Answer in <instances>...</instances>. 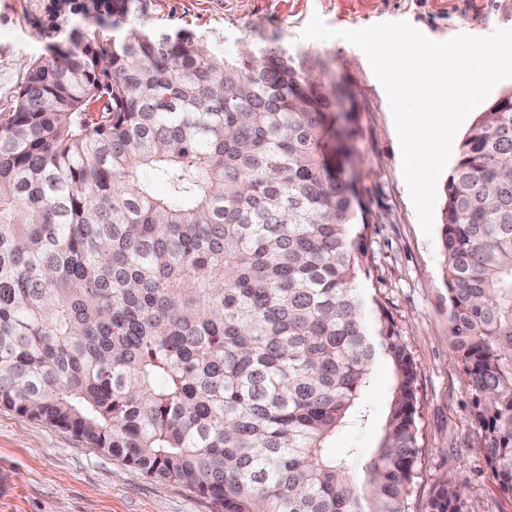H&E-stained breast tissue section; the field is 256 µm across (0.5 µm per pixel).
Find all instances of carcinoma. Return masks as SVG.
<instances>
[{
    "instance_id": "carcinoma-1",
    "label": "carcinoma",
    "mask_w": 512,
    "mask_h": 512,
    "mask_svg": "<svg viewBox=\"0 0 512 512\" xmlns=\"http://www.w3.org/2000/svg\"><path fill=\"white\" fill-rule=\"evenodd\" d=\"M100 37L32 63L0 118V407L216 512H410L416 370L363 284L353 93L274 47ZM440 226L449 335L512 494V88L460 141ZM381 363L377 447L329 452ZM422 512L479 510L448 482Z\"/></svg>"
}]
</instances>
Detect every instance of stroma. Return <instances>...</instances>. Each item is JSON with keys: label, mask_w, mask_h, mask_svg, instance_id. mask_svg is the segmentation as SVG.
<instances>
[{"label": "stroma", "mask_w": 512, "mask_h": 512, "mask_svg": "<svg viewBox=\"0 0 512 512\" xmlns=\"http://www.w3.org/2000/svg\"><path fill=\"white\" fill-rule=\"evenodd\" d=\"M334 29L406 21L436 41L512 29V0H134L128 16L163 40L180 33L221 52L244 44L278 47L322 60L359 104L360 134L351 171L368 212L365 232L373 294L390 313L417 368L415 392L422 451L411 487L412 512L438 485L462 483L480 512H512L487 464L471 414L466 377L448 332V288L439 234L425 236L402 175V157L387 95L369 61L342 39L304 40L313 15ZM112 4L87 12L56 0H0V117L16 105L29 66L68 43L75 28H112ZM391 389L386 367L374 370L364 401L370 417L341 428L336 450H372ZM0 512H215L193 490L147 477L53 426L0 407Z\"/></svg>", "instance_id": "35a3bbf8"}]
</instances>
